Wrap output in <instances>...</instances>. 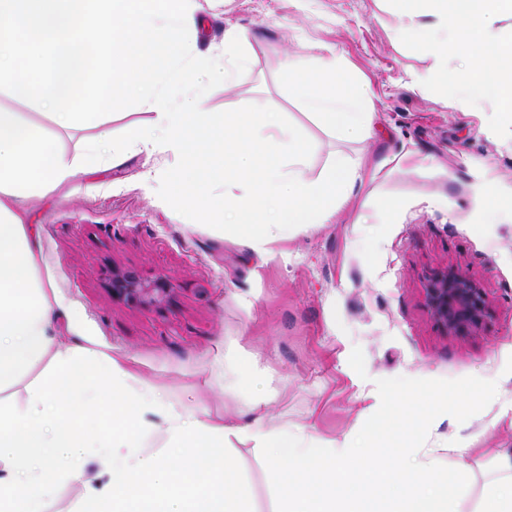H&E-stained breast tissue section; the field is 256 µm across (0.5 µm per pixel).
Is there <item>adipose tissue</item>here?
<instances>
[{"label": "adipose tissue", "mask_w": 512, "mask_h": 512, "mask_svg": "<svg viewBox=\"0 0 512 512\" xmlns=\"http://www.w3.org/2000/svg\"><path fill=\"white\" fill-rule=\"evenodd\" d=\"M393 3L392 43H422L436 60L419 85L441 87L467 110L492 107V135L512 129V0ZM284 71L289 90L334 136H371L370 87L335 51L286 56ZM124 159L108 131L71 159L47 127L0 112V512H46L75 485L82 492L70 512H251L250 491L224 453L223 423L163 402L108 352L56 342L61 300L41 272L23 204ZM42 363L46 377L30 380ZM155 417L166 438L158 447L148 441ZM90 454L94 484L85 481ZM492 463L476 512H512V449Z\"/></svg>", "instance_id": "adipose-tissue-1"}]
</instances>
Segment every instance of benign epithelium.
Listing matches in <instances>:
<instances>
[{
  "instance_id": "obj_1",
  "label": "benign epithelium",
  "mask_w": 512,
  "mask_h": 512,
  "mask_svg": "<svg viewBox=\"0 0 512 512\" xmlns=\"http://www.w3.org/2000/svg\"><path fill=\"white\" fill-rule=\"evenodd\" d=\"M112 295L139 306L156 305L173 292L166 276L143 280L132 270H114ZM425 307L449 336H474L484 326L488 303L483 288L465 271L449 266L432 274L423 288Z\"/></svg>"
}]
</instances>
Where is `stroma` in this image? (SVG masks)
I'll list each match as a JSON object with an SVG mask.
<instances>
[{"label": "stroma", "mask_w": 512, "mask_h": 512, "mask_svg": "<svg viewBox=\"0 0 512 512\" xmlns=\"http://www.w3.org/2000/svg\"><path fill=\"white\" fill-rule=\"evenodd\" d=\"M385 0H219L193 50L221 45L224 28L251 33V64L201 99L207 112L262 99L312 142L307 177L336 153H365L379 171L329 224H307L256 253L240 237L163 207L140 174L170 156L129 148L124 164L66 183L27 207L42 272L64 307L60 340L94 346L194 414L219 413L226 447L249 484L254 512L276 501L259 449L243 427L286 429L309 445L355 437L380 405L375 382L405 376L497 383L495 399L466 422L442 415L426 450L466 473L462 512H474L487 476L484 448H512V218L485 223L481 193L512 194V134L486 132L490 111H466L420 93L413 76L426 51L389 37ZM336 50L371 85L379 129L364 142L328 133L288 91L283 63ZM364 214L365 223L355 221ZM465 269L490 309L477 336H448L433 323L423 288L444 266ZM167 276L174 294L141 307L112 295L113 270ZM479 452L459 459L457 437Z\"/></svg>", "instance_id": "stroma-1"}]
</instances>
